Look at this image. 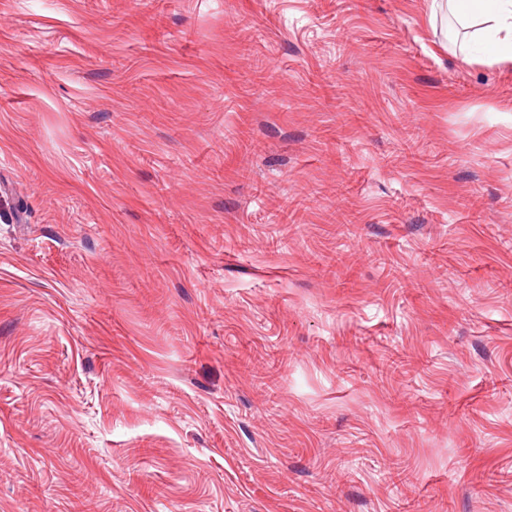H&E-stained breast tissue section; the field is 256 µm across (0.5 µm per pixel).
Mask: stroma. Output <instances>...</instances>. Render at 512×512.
Returning <instances> with one entry per match:
<instances>
[{
    "label": "stroma",
    "instance_id": "35a3bbf8",
    "mask_svg": "<svg viewBox=\"0 0 512 512\" xmlns=\"http://www.w3.org/2000/svg\"><path fill=\"white\" fill-rule=\"evenodd\" d=\"M431 0H0V512H512V64Z\"/></svg>",
    "mask_w": 512,
    "mask_h": 512
}]
</instances>
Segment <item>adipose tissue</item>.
I'll use <instances>...</instances> for the list:
<instances>
[{
  "mask_svg": "<svg viewBox=\"0 0 512 512\" xmlns=\"http://www.w3.org/2000/svg\"><path fill=\"white\" fill-rule=\"evenodd\" d=\"M459 30L451 51L466 61L512 62V0H447Z\"/></svg>",
  "mask_w": 512,
  "mask_h": 512,
  "instance_id": "adipose-tissue-1",
  "label": "adipose tissue"
}]
</instances>
